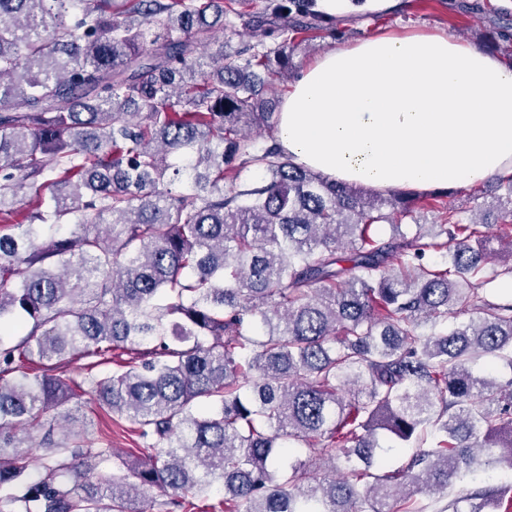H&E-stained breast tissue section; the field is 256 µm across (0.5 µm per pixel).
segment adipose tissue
<instances>
[{
    "instance_id": "ef3b65f1",
    "label": "adipose tissue",
    "mask_w": 512,
    "mask_h": 512,
    "mask_svg": "<svg viewBox=\"0 0 512 512\" xmlns=\"http://www.w3.org/2000/svg\"><path fill=\"white\" fill-rule=\"evenodd\" d=\"M277 141L296 166L382 191L512 174V65L443 33L378 34L306 66Z\"/></svg>"
}]
</instances>
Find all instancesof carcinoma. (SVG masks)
<instances>
[{"label": "carcinoma", "mask_w": 512, "mask_h": 512, "mask_svg": "<svg viewBox=\"0 0 512 512\" xmlns=\"http://www.w3.org/2000/svg\"><path fill=\"white\" fill-rule=\"evenodd\" d=\"M240 4L0 0V512H137L145 494L194 512L216 487L224 512H426L422 493L512 472V377L494 375L512 299L485 292L512 262L486 271L489 224L441 195L437 230L405 232L414 193L371 196L266 142L267 91L325 17ZM231 14L248 40L226 52ZM495 45L512 57L511 22ZM497 184L512 245V174ZM450 314L468 321L437 330ZM75 353L80 383L58 374ZM102 414L130 424L134 459ZM392 442L412 452L387 470ZM438 512H512V483ZM96 431L111 433L112 430V448L123 458L132 460L130 454L137 455V438L131 432H123L110 420L109 417H99L94 419Z\"/></svg>", "instance_id": "carcinoma-1"}]
</instances>
